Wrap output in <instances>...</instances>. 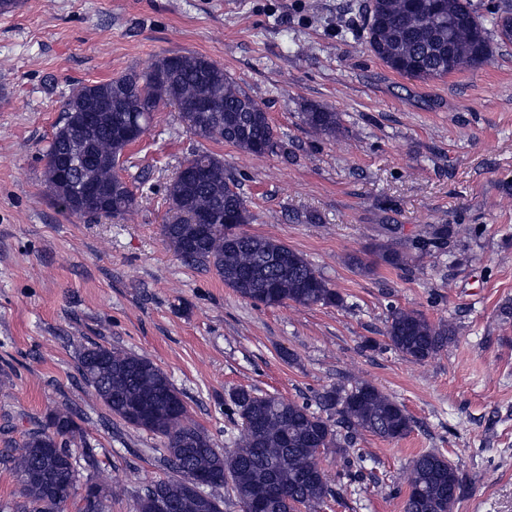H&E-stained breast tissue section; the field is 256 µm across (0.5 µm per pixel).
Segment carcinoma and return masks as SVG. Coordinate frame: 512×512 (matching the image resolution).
Returning <instances> with one entry per match:
<instances>
[{
    "instance_id": "cac0c4a2",
    "label": "carcinoma",
    "mask_w": 512,
    "mask_h": 512,
    "mask_svg": "<svg viewBox=\"0 0 512 512\" xmlns=\"http://www.w3.org/2000/svg\"><path fill=\"white\" fill-rule=\"evenodd\" d=\"M430 6L413 9L408 0H368V50L390 69L422 80L442 78L462 69L482 66L491 51L486 23L500 35L512 37V4L506 2L484 18L473 0H428ZM207 101L210 110L191 117L188 107ZM162 104H174L188 130L203 140L222 141L252 155L275 153L280 144L267 112L224 73V67L198 54H171L159 58L143 73L85 85L62 103L63 118L45 148V187L64 212L93 220L98 214L83 207L76 183L87 176L112 197L107 216L123 221L136 207V198L115 162L130 144L119 138L116 124L149 125L151 113ZM94 106L100 125L87 128L77 113ZM301 121L317 135L334 137L339 113L325 107L301 113ZM76 150L91 160L64 179L59 160ZM200 168L203 178L192 185L176 176L167 187L175 219L162 225L161 234L188 266L211 272L241 298L257 306L293 304L304 308L337 305L338 293L299 252L270 238L237 231L254 219L224 160L202 151L181 163ZM216 218L192 240L193 225L181 223L184 210ZM466 229L440 224L431 229V242H442ZM365 273L381 263L406 265L407 258L391 243L372 246L368 257L353 259ZM454 336L450 324L430 322L415 310L395 308L386 326L389 345L409 361L421 362L447 346ZM78 372L85 385L111 414L125 424L164 439V460L176 477L144 487L135 498L134 512H156V502L173 504L172 512H223L212 489L226 487L248 512L253 496L265 495L266 512H314L331 495L320 465L322 450L336 449L349 466L364 461L355 448L341 446L339 430L366 431L396 440L411 431V419L390 395L367 382L349 388H331L318 396L319 410L307 403L240 388L231 395L239 418L240 435L233 449L215 447L210 436L189 419L185 400L168 375L150 358L93 343L80 349ZM151 406L156 423L137 421L133 409ZM80 430L69 411L52 412L44 426L28 436L23 447L0 455V464L15 474L20 501L13 512H63L77 484V460L68 440ZM316 441L322 448L311 447ZM207 482L200 488L191 477ZM404 512H452L455 500L448 490H461L459 470L442 454L426 451L411 463ZM85 512H101L104 490L86 487Z\"/></svg>"
}]
</instances>
